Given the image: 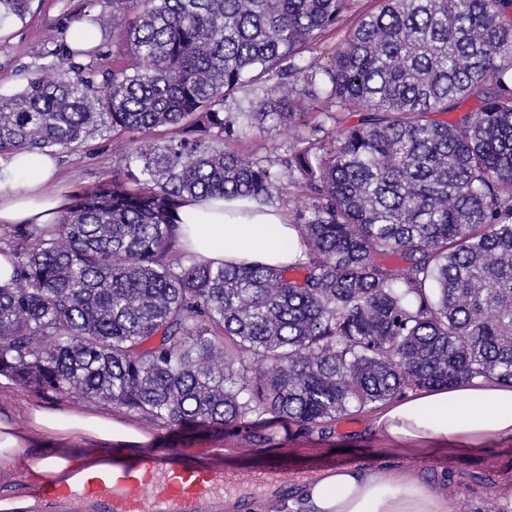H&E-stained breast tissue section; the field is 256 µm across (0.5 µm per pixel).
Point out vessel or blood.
I'll use <instances>...</instances> for the list:
<instances>
[{"mask_svg":"<svg viewBox=\"0 0 512 512\" xmlns=\"http://www.w3.org/2000/svg\"><path fill=\"white\" fill-rule=\"evenodd\" d=\"M170 454V449L156 448L123 471L70 483L53 472H42L29 479L26 495L49 503L96 500L104 512H202L211 499L241 484L239 477L210 470L192 456L172 463ZM288 477V459L279 456L269 459L252 482L268 490Z\"/></svg>","mask_w":512,"mask_h":512,"instance_id":"vessel-or-blood-1","label":"vessel or blood"}]
</instances>
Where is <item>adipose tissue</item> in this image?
I'll use <instances>...</instances> for the list:
<instances>
[{
  "label": "adipose tissue",
  "instance_id": "1",
  "mask_svg": "<svg viewBox=\"0 0 512 512\" xmlns=\"http://www.w3.org/2000/svg\"><path fill=\"white\" fill-rule=\"evenodd\" d=\"M0 181V223H56L65 201L50 190L57 174L48 155L20 151ZM187 249L202 259L233 265L285 266L301 259L300 234L282 209L245 197L191 201L181 210ZM27 429L0 412V468L36 474L45 470L70 480L71 464L84 473L110 472L140 457L149 443L111 417L29 406ZM374 432L394 447L425 454L430 449L475 451L512 440V384L495 379L460 381L423 389L384 404ZM115 446L109 456L87 445ZM308 512H447L448 497L416 468L382 470L339 466L313 479L305 492Z\"/></svg>",
  "mask_w": 512,
  "mask_h": 512
}]
</instances>
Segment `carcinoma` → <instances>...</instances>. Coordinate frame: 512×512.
Returning <instances> with one entry per match:
<instances>
[{"label":"carcinoma","instance_id":"cac0c4a2","mask_svg":"<svg viewBox=\"0 0 512 512\" xmlns=\"http://www.w3.org/2000/svg\"><path fill=\"white\" fill-rule=\"evenodd\" d=\"M94 2L64 33L77 47L0 97V171L104 131L170 135L57 223L0 224V375L239 428L512 383V0H378L330 68L305 53L355 0ZM30 5L0 0V16ZM97 24L124 46L110 68L75 61ZM245 88L248 109L227 111ZM269 121L311 132L275 163L227 147ZM287 192L307 201L296 264L215 267L184 248L186 202Z\"/></svg>","mask_w":512,"mask_h":512}]
</instances>
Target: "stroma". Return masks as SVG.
Returning a JSON list of instances; mask_svg holds the SVG:
<instances>
[{"instance_id":"35a3bbf8","label":"stroma","mask_w":512,"mask_h":512,"mask_svg":"<svg viewBox=\"0 0 512 512\" xmlns=\"http://www.w3.org/2000/svg\"><path fill=\"white\" fill-rule=\"evenodd\" d=\"M98 14L100 8L91 0H33L31 12L16 21L7 35L0 36V93L18 91L24 73L47 65L46 37L52 26L64 27L65 18L74 10ZM297 145L294 131L280 126L250 131L233 147L250 160H274L287 157ZM122 157L111 134L89 140L76 150L58 155L56 161L61 177L55 184L60 196L91 186L111 173ZM39 401L58 402L70 410L97 408L103 414L124 422L152 437L155 447L174 448L198 455L205 462L224 469L229 474H245L260 469L271 455L288 451L300 467L322 473L340 464L374 467H420L432 484L447 483L448 499L457 512H512V440L497 441L493 447L468 453L442 450L428 459H421L387 445L371 433L373 409L354 411L337 418L328 429H305L294 424L268 421L252 429H224L207 425L183 428L163 426L108 404L64 395L50 399L42 393L8 385L0 392V407L11 409L18 424H25V407ZM305 479L289 481L287 488L271 495L253 496L225 506L216 498L204 512H274L279 500L296 507ZM25 479L15 473L0 470V501L20 502L21 512H93L84 500L73 499L61 505H38L23 499Z\"/></svg>"}]
</instances>
